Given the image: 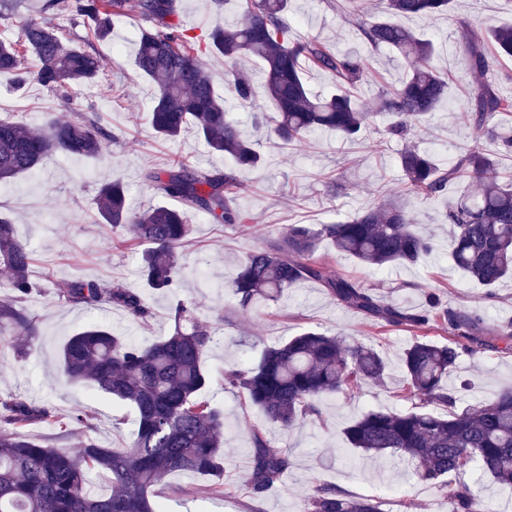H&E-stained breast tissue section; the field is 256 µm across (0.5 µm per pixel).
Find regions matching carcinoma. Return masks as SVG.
Here are the masks:
<instances>
[{"label":"carcinoma","instance_id":"carcinoma-1","mask_svg":"<svg viewBox=\"0 0 512 512\" xmlns=\"http://www.w3.org/2000/svg\"><path fill=\"white\" fill-rule=\"evenodd\" d=\"M383 17L360 24L373 48L398 53L406 63L402 83L377 99H358L353 89L368 78V66L357 54H337L316 40L293 41L291 0H247L246 20L236 26L195 33L173 21L174 0H46L45 10L89 22L100 41L112 35L116 17L140 21L135 66L154 81L158 91L151 112L156 136L173 139L192 124L214 153L229 157L227 171L204 172L186 159L145 179L159 194L178 202L135 212L128 207L125 185L104 184L97 198L103 223L123 245L146 246L145 286L154 292L180 288L179 249L190 235V216L204 214L212 224L234 225L246 220L232 202L241 190L237 168H257L261 156L228 119L224 101L213 88L203 57L234 63L255 57L265 80L262 93L274 105L270 121L285 142L315 130H334L358 137L374 118H388L389 135L407 140L418 124L448 96V76L435 69V46L400 23L408 17H429L448 11L449 0H382ZM25 0H0L1 20H20L21 36L0 39V79L14 87L34 80L72 104V89L93 84L104 73L96 53L67 45L65 31L50 18L33 22L23 16ZM492 44L491 53L486 44ZM472 76L465 117L476 136L458 162L445 168L425 151L407 146L398 157L405 190L429 200L444 195L448 185L467 179L478 183L448 209L453 226L448 257L481 286L493 288L512 276V181L497 176L499 158L487 153L493 143L502 156L512 155V130L494 121L512 114V97H503L487 79L496 57L512 56V28L488 27L482 37L464 44ZM36 61L30 69L28 59ZM312 67L336 77V93L322 97L308 88L304 73ZM111 134L97 112H77L66 119L44 115L43 129L29 130L16 120H0V182L33 171L48 155H98ZM375 269L413 265L429 256L433 238L421 234L404 204L390 194L347 221L291 224L264 247L246 255L230 288L241 308L275 300L301 281L320 282L342 305L373 321L407 325L419 331L404 351V396L434 405L415 410H369L354 420L345 436L352 448L388 455L412 464L417 480L443 490L448 512H479V493L462 478L474 466L504 486L512 487V389L457 408L446 380L459 358L478 347L512 351V322L494 329L495 342L481 339L485 317L476 311L443 307L428 295L431 311L410 312L375 299L369 289L312 261L320 242ZM32 257L27 243L14 235L10 218L0 213V274L6 295L0 297V342L7 341L23 360L39 336L37 316L27 300L35 285L28 270ZM60 304L97 309L122 308L130 320L151 317L143 294L111 283L78 277L56 291ZM448 328L451 338L438 343L427 336L433 326ZM216 343L214 331L180 300L175 306L171 335L142 347L116 329L91 322L68 337L60 349L63 376L87 384L130 407L137 428L120 448H105L94 438L78 450H63L27 433L33 425L65 432L78 426L94 429L95 414L82 409L63 417L53 408L16 394L0 395V512H165L154 487L169 474L189 472L209 480V493L223 498L234 486L224 483V417L199 392L211 383L204 360ZM386 364L373 348L345 344L335 336L308 330L267 348L258 364L224 371V384L238 389L244 403L257 408L284 430L307 417L319 416L323 397H347L366 382L384 381ZM249 475L241 489L253 498L280 481L288 458L255 438ZM105 476L108 493L91 488V474ZM371 496H352L321 487L305 500L303 512H382Z\"/></svg>","mask_w":512,"mask_h":512}]
</instances>
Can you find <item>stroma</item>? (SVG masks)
Segmentation results:
<instances>
[{
	"instance_id": "35a3bbf8",
	"label": "stroma",
	"mask_w": 512,
	"mask_h": 512,
	"mask_svg": "<svg viewBox=\"0 0 512 512\" xmlns=\"http://www.w3.org/2000/svg\"><path fill=\"white\" fill-rule=\"evenodd\" d=\"M334 2L292 0L293 38L322 42L338 54L362 55L369 65V79L356 91L360 98L375 97L395 87L404 72L393 52L367 44L357 19L335 8ZM176 4L177 20L198 31L245 19L244 10L234 0L220 13L208 0H176ZM488 23L512 26V11L504 8L502 0H452L447 15L404 21L406 27L436 43L433 63L449 77L447 98L413 136L420 149L445 167L456 163L472 135L462 112L471 82L462 35L468 29L482 34ZM59 24L71 47L93 46L103 79L75 88L69 108L37 83L16 91L0 81V116L38 131L45 113L67 117L73 109H90L100 113L112 139L100 158L50 155L33 172L0 183V212L10 217L17 237L32 253L30 278L36 289L28 307L37 316L41 333L33 351L20 362L11 346L0 345V394H21L48 403L63 415L92 408L97 420L89 435L107 448L124 445L135 430L133 411L91 388L67 383L59 366L61 346L92 320L111 323L138 344H153L171 332L172 305L180 297L197 305L200 319L217 336L206 357L212 381L202 396L224 415L225 481L245 479L259 438L269 448L285 452L289 466L281 481L256 501L242 493L211 499L204 477L169 475L154 489L166 512H302L305 498L323 486L379 498L382 512H448L443 492L418 482L405 465L387 458L370 459L350 449L344 437L345 427L366 411L411 409V402L400 399L398 393L403 386L401 357L414 338L413 331L405 325L373 322L338 303L313 281L300 282L277 300H261L245 310L237 306L229 289L240 261L288 225L345 220L378 203L382 191L400 190L403 173L397 158L402 143L386 134V118L377 117L355 141L318 130L301 142L287 144L266 122L270 106L259 99L241 102L234 92L235 73L249 75L253 84L261 83L260 63L250 59L233 67L209 59L214 88L223 96L229 118L251 139L262 164L238 174L242 189L234 206L246 216V223L224 226L194 215L192 232L180 251L183 280L178 294H158L146 290L141 278V251L118 245L111 228L100 223L96 208L99 188L105 182L122 180L130 206L144 210L164 202L146 183L147 170L185 158L196 168L220 172L226 161L210 154L194 126H187L173 141L152 131L149 113L157 86L140 77L133 66L135 17L115 18L111 39L97 42L91 41L87 24L69 18L60 19ZM475 189V184L464 183L450 186L447 194L436 199H408L421 231L431 234L437 246L434 254L418 264L375 270L337 253L326 241L315 259L372 289L385 303L421 311L426 307V293L433 291L441 305L483 312L491 323L512 320V281L489 290L470 281L448 260L452 227L445 220L446 210L460 194ZM77 276L104 279L143 293L151 309L148 322H132L118 307L106 305L90 313L57 303L55 291ZM309 329L372 346L387 363L388 375L384 384L362 386L346 398L322 400L320 417L303 419L295 429L284 430L258 409L246 406L235 390L226 388L224 371L253 365L266 348ZM448 387L463 407L511 389L512 353L479 350L463 355ZM89 435L73 430L65 445L78 447Z\"/></svg>"
}]
</instances>
